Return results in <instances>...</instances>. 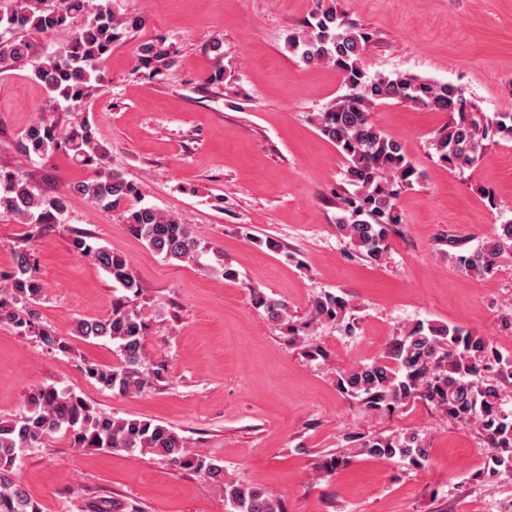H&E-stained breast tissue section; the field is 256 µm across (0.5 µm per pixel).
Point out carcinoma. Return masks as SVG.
I'll return each instance as SVG.
<instances>
[{
  "label": "carcinoma",
  "mask_w": 512,
  "mask_h": 512,
  "mask_svg": "<svg viewBox=\"0 0 512 512\" xmlns=\"http://www.w3.org/2000/svg\"><path fill=\"white\" fill-rule=\"evenodd\" d=\"M46 0H10L0 10V59L19 66L29 62L28 45L13 36L18 30L51 33L83 18L70 40L33 66V77L48 93V111L63 104L82 111L86 100L103 81V63L112 44L142 19L120 13L116 0H59L55 8ZM370 36L341 17L334 5L320 8L307 29L288 35L289 48L306 66L327 64L336 69L347 92L331 101L316 117L320 133L336 145L347 163L346 175L356 192L342 198L336 228L357 250L374 262L383 259L388 238L400 217L396 209L399 190L417 178L415 166L402 153L398 140L387 136L372 121L374 108L388 100L422 106L455 117L433 138L439 161L463 172L480 158L485 142L498 136L512 139V113L492 117L468 107L461 88L413 75L369 74L365 52ZM212 76H224L223 41L210 43ZM148 75L155 77L176 62V50L162 37L137 47ZM15 149L31 159L62 150L77 163L95 169L93 178L63 192L47 194L30 174L0 169V213L9 214L35 232H52L67 211L69 195L121 212L129 232L168 260L188 262L203 249L194 228L182 220L131 200L139 189L109 168L108 155L90 122L80 119L65 128L43 121L29 125ZM442 242L459 268L471 277L492 275L503 252L512 248V220L499 225L494 236L470 250L463 240L448 235ZM73 249L91 257L127 292L139 293L138 282L125 256L77 233ZM44 286L36 276L30 251L15 253L13 265L0 273V322L21 334L38 336L45 347L69 354L70 339L36 324L27 307L43 299ZM255 305L276 320L287 319L286 306L253 292ZM350 309L344 293H326L313 305V320L335 321ZM74 334L84 340L107 339L116 346L119 362L111 367L85 364L87 376L106 389L121 394L150 387L156 372L146 367L148 324L126 295L112 300L105 318L76 321ZM512 371V355L489 348L482 336L456 326L415 324L395 337L383 355L369 364L345 372L337 379L341 394L356 399L369 412L391 411L420 399L446 414L458 425L476 430L486 442L492 476L512 474V415L502 409V388L490 377ZM69 434L76 448L146 451L179 469L201 473L224 487L227 512H283L278 497L226 474L216 460L194 451L187 438L162 424L123 419L98 413L81 396L53 385L29 390L25 412L0 419V512H41L39 503L20 484L17 460L59 431ZM362 455L383 461H406L416 467L428 458L424 438L409 429L396 438L348 437Z\"/></svg>",
  "instance_id": "1"
}]
</instances>
